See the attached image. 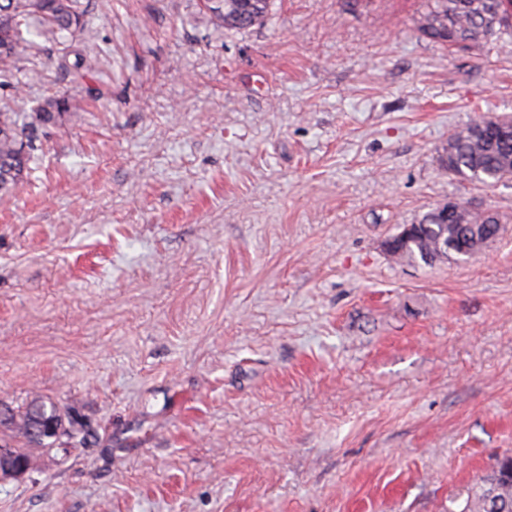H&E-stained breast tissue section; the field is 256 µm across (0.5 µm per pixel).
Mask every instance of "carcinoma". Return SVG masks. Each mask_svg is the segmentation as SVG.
<instances>
[{"label": "carcinoma", "mask_w": 512, "mask_h": 512, "mask_svg": "<svg viewBox=\"0 0 512 512\" xmlns=\"http://www.w3.org/2000/svg\"><path fill=\"white\" fill-rule=\"evenodd\" d=\"M501 0H427L425 11L417 20V31L438 43L458 49L474 48L492 37L512 33V15L500 8ZM273 0H203V7L213 24L226 31H239L267 22ZM85 8L81 0H0V90L22 102L27 88L38 79L32 70L23 82L16 77L17 63L26 59L34 48L28 38L30 28L47 41L58 42L82 27ZM62 70L88 78L101 66L95 55L81 54L69 62L68 53L58 57ZM71 111L69 100L50 95L29 112H0V196L10 194L28 179L31 164L43 151L46 130L58 125ZM485 118L479 117L448 137L451 148L449 169L462 180L494 186L512 179V132L483 137L476 128ZM501 231L499 218L491 213L479 214L460 206L458 222L444 225L436 210L418 222L416 234L395 242L389 252L397 262L429 265L449 257L445 242L468 246L471 254L496 239ZM56 418L66 423L69 412L51 397L36 395L12 411L11 421L0 422V449L11 457L33 462L48 449L39 447L29 434L35 417ZM500 512H512V455L496 458L488 472L467 491L460 510L448 512H490L494 501Z\"/></svg>", "instance_id": "carcinoma-1"}]
</instances>
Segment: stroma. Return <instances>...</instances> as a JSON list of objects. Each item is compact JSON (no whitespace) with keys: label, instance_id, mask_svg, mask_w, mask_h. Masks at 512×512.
<instances>
[{"label":"stroma","instance_id":"1","mask_svg":"<svg viewBox=\"0 0 512 512\" xmlns=\"http://www.w3.org/2000/svg\"><path fill=\"white\" fill-rule=\"evenodd\" d=\"M26 102L71 113L0 197V404L92 430L0 481V512H448L512 453V180L441 162L512 119V39L420 38L422 0H274L217 30L200 0H82ZM458 201L467 260L385 243ZM58 66L62 70L74 71L77 77L88 78L96 75L101 66V61L96 55L81 54L74 63L69 62L68 52H62L58 57ZM460 207L459 218L456 224H447L436 209L426 213L418 222L416 234L408 239L395 242L394 251L388 254L396 262L408 264H432L442 258H449L448 249L451 242L459 246L467 245L471 249L470 257L479 252L486 243L496 239L501 231L499 218L491 213L479 214L471 211L464 205ZM448 244L444 247L445 241ZM439 251L442 254L439 255Z\"/></svg>","mask_w":512,"mask_h":512}]
</instances>
